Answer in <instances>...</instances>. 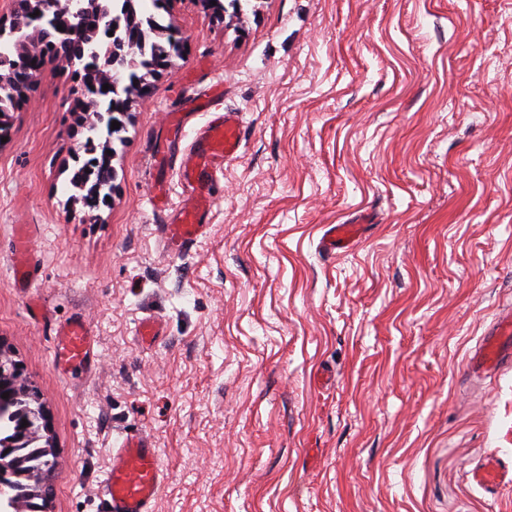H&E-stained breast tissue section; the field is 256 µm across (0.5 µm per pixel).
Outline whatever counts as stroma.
Instances as JSON below:
<instances>
[{
    "label": "stroma",
    "mask_w": 512,
    "mask_h": 512,
    "mask_svg": "<svg viewBox=\"0 0 512 512\" xmlns=\"http://www.w3.org/2000/svg\"><path fill=\"white\" fill-rule=\"evenodd\" d=\"M163 17L185 52L111 138L100 220L70 184L74 65L47 60L0 142V351L48 413L46 512H108L132 435L161 455L154 512H512V487L493 501L470 475L512 460V363L467 368L512 308V0H249L239 21L168 0ZM218 86L241 147L174 252L178 163L211 118L191 103ZM363 218L355 247L322 253L326 225ZM78 315L98 362L58 369L53 331Z\"/></svg>",
    "instance_id": "obj_1"
}]
</instances>
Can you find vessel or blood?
<instances>
[{"mask_svg": "<svg viewBox=\"0 0 512 512\" xmlns=\"http://www.w3.org/2000/svg\"><path fill=\"white\" fill-rule=\"evenodd\" d=\"M241 141L236 115L227 112L210 120L183 156L180 171L186 196L174 221L164 227V238L170 249L179 250L197 238L212 210V180L225 159L238 152ZM363 234L364 227L360 224H332L322 238L321 248L328 254L348 249ZM94 345L85 320L75 318L57 327L54 356L60 366L87 370L96 364ZM511 348L512 313L509 312L487 328L472 357V366L485 375L498 371ZM471 478L486 494L498 497L503 489L512 486V462L496 455L488 456L472 470ZM163 481L157 449L144 439H127L113 454L103 481L109 512H153Z\"/></svg>", "mask_w": 512, "mask_h": 512, "instance_id": "obj_1", "label": "vessel or blood"}]
</instances>
